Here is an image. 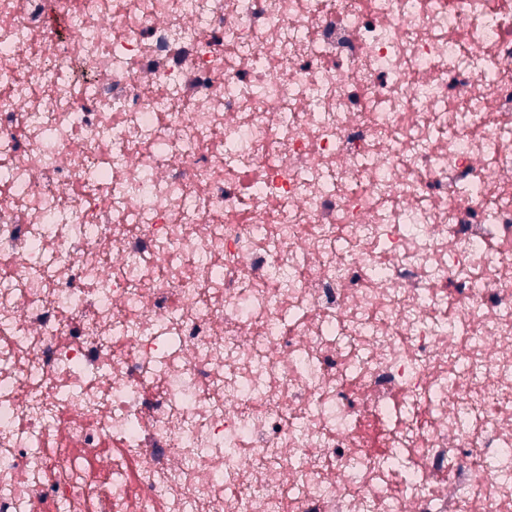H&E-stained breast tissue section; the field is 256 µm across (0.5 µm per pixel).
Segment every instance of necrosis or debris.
I'll use <instances>...</instances> for the list:
<instances>
[{"mask_svg": "<svg viewBox=\"0 0 512 512\" xmlns=\"http://www.w3.org/2000/svg\"><path fill=\"white\" fill-rule=\"evenodd\" d=\"M0 512H512V0H0Z\"/></svg>", "mask_w": 512, "mask_h": 512, "instance_id": "obj_1", "label": "necrosis or debris"}]
</instances>
